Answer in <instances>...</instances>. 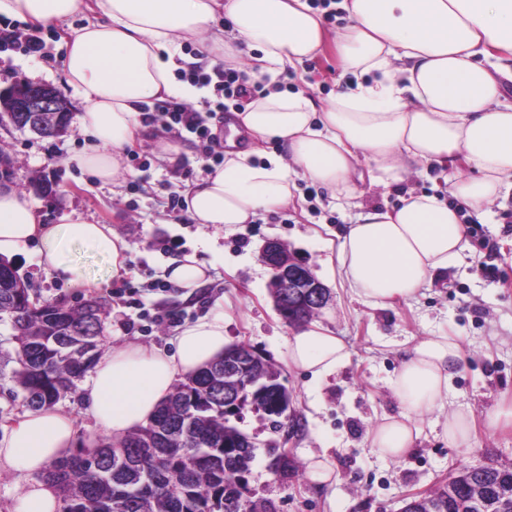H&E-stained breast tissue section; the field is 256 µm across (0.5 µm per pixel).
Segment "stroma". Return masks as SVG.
<instances>
[{"label":"stroma","instance_id":"stroma-1","mask_svg":"<svg viewBox=\"0 0 512 512\" xmlns=\"http://www.w3.org/2000/svg\"><path fill=\"white\" fill-rule=\"evenodd\" d=\"M50 51L45 61L22 53L0 52V89L23 77L55 87L79 114L82 104L67 84L62 60L65 31L43 30ZM275 83L303 89L314 101L341 91L345 83L336 66L334 46H326L302 69L278 73ZM176 152H168V145ZM86 145L78 122L61 136L42 138L0 124V153L12 165L4 181L30 191L34 179L53 191L35 195L45 223L76 213L110 225L131 246L128 276L113 278L107 261L91 248L71 244L68 261L94 280L75 288L46 271L38 243H28L15 257L17 272L41 299L80 306L96 299L106 307L104 343L167 348L178 327L204 316H223L224 334L249 346L273 363L290 396L288 418L272 431L261 414L248 410L241 428L259 444L250 480L252 499L274 502L277 512H401L411 497L438 488L464 467L512 465V429L494 430L488 416L512 402V195L476 212L460 206L444 173L415 166L403 185L385 188L357 182L355 205L331 198L324 188L295 177L294 201L249 224L227 231L220 224H193L174 219L167 209L170 194L204 178L213 161L203 160L193 135L172 141L159 126H147L135 146L140 157L126 161L127 178L101 183L80 171L70 158ZM439 196L457 208L468 234L467 249L447 270L437 272L413 299L375 306L343 285L338 248L348 224L363 208L395 207L407 193ZM285 244L303 260L330 292L316 322L329 327L348 346V360L333 374L314 379L293 370L284 354L295 331L275 308L269 272L259 260L265 241ZM195 255L209 268L208 283L193 291L168 285L162 269L171 260ZM455 338L461 359L452 392L443 409L412 416L414 442L398 459L372 448L369 436L401 406L391 388L406 348L431 336ZM15 344L8 323L0 322V424L22 414L23 394L12 378ZM462 411L472 421L467 444L455 445L443 434L447 415ZM286 445L292 457L308 463L326 457L334 470L330 483L311 476L276 481L265 468L267 448Z\"/></svg>","mask_w":512,"mask_h":512}]
</instances>
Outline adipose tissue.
Wrapping results in <instances>:
<instances>
[{
	"mask_svg": "<svg viewBox=\"0 0 512 512\" xmlns=\"http://www.w3.org/2000/svg\"><path fill=\"white\" fill-rule=\"evenodd\" d=\"M347 23L329 36L307 0H0V15L38 27H61L75 13L98 18L70 30L63 68L84 101L78 116L90 145L73 163L102 182L124 178L126 148L141 135L140 106L174 95L182 40L204 36L210 65L240 61L258 50L253 77L297 68L336 42V58L354 84L321 102L305 91L270 90L239 115L253 140H278L287 157L233 152L222 168L187 188V213L198 224H243L286 206L293 178L326 188L336 200L355 197V179L391 187L413 165L448 169L461 204L482 208L512 194V0H341ZM368 159L359 170L360 159ZM471 165L467 176L460 164ZM455 208L433 194L407 193L397 208H370L349 225L339 247L341 274L360 297L387 305L415 296L466 247ZM39 244L41 262L72 286L83 269L68 262L67 243L105 257L113 276L127 274L129 243L109 225L80 216L42 223L27 193L0 184V256ZM171 350L120 344L97 359L84 386L86 415L113 440L147 424L177 381L222 358L230 343L224 319L203 317L178 328ZM290 367L322 378L349 358L342 338L319 324L289 336ZM461 358L459 343L433 336L406 350L392 381L402 412L372 431L371 444L391 459L413 444L412 415L443 409ZM75 419L50 405L0 426V467L29 476L16 512H60L54 487L39 475L68 455Z\"/></svg>",
	"mask_w": 512,
	"mask_h": 512,
	"instance_id": "obj_1",
	"label": "adipose tissue"
}]
</instances>
